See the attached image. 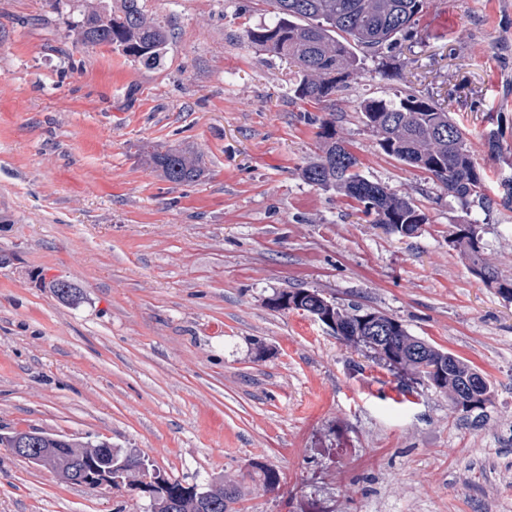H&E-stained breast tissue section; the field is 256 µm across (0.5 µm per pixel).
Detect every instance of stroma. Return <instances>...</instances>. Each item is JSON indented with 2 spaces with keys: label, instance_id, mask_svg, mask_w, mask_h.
Segmentation results:
<instances>
[{
  "label": "stroma",
  "instance_id": "obj_1",
  "mask_svg": "<svg viewBox=\"0 0 512 512\" xmlns=\"http://www.w3.org/2000/svg\"><path fill=\"white\" fill-rule=\"evenodd\" d=\"M145 5L174 33L153 69L75 44L70 0H0V433L106 442L170 479L239 484L233 512H512V302L449 241L478 221L511 275L512 210L462 209L357 112L415 91L467 130L491 188L512 179V0H428L331 111L291 102L294 68L248 47L268 0ZM329 118L368 179L414 198L416 234L304 181ZM173 145L201 153L198 181L145 163ZM55 278L80 288L76 304L47 289ZM296 288L395 318L481 372L490 402L464 418L426 381L402 390L326 326L270 305ZM0 512H149V497L63 482L0 447Z\"/></svg>",
  "mask_w": 512,
  "mask_h": 512
}]
</instances>
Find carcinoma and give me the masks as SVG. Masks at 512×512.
<instances>
[{"instance_id":"cac0c4a2","label":"carcinoma","mask_w":512,"mask_h":512,"mask_svg":"<svg viewBox=\"0 0 512 512\" xmlns=\"http://www.w3.org/2000/svg\"><path fill=\"white\" fill-rule=\"evenodd\" d=\"M78 19L73 39L83 45L114 46L128 57L152 67L164 57L173 41L172 30L152 17L144 0H74ZM273 18L245 31L248 46L286 59L297 68L298 79L289 88L290 100L314 104L331 103L364 72V58L381 50H392L410 33L426 0H271ZM360 119L388 156L429 175L462 206L489 211L496 206L512 209V180L501 184L502 192L490 195L482 167L471 153L465 131L448 110L430 98L413 92L387 98L368 97L359 104ZM322 153L302 170L303 179L326 191L357 201L361 213L374 224L413 235L426 216L414 200L367 179L358 158L336 137L333 124H320ZM147 163L166 181L179 186L197 181L203 174L201 156L183 147H169L148 154ZM452 244L468 258L472 272L503 299L512 301V276L491 265L484 252L477 224H461L452 233ZM67 304L80 299V289L67 280L47 284ZM321 293L304 289L282 292L276 298L300 300L301 310L310 314L321 308ZM365 308L358 304L336 306L342 331L336 337L348 346L371 353L389 370L422 377L435 389L454 396L458 383L471 366L454 354L427 344V353L416 361L411 349L421 339L408 333L397 320L376 310L370 313L396 326L384 342L373 345L360 324ZM61 455L74 469L89 450L103 452L108 443L88 447L70 439L59 445ZM254 468L267 491L280 486L278 471L266 464ZM156 488L149 492L151 512H232L240 495L236 484L224 480L205 486L201 507L193 505L184 484L159 474Z\"/></svg>"}]
</instances>
